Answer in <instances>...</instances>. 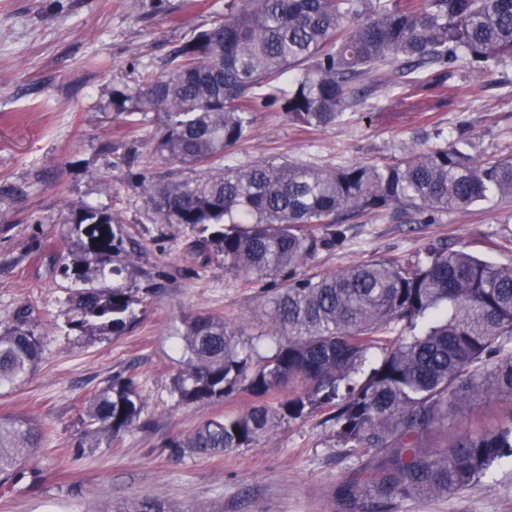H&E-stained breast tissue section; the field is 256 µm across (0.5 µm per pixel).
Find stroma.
I'll use <instances>...</instances> for the list:
<instances>
[{
	"instance_id": "35a3bbf8",
	"label": "stroma",
	"mask_w": 512,
	"mask_h": 512,
	"mask_svg": "<svg viewBox=\"0 0 512 512\" xmlns=\"http://www.w3.org/2000/svg\"><path fill=\"white\" fill-rule=\"evenodd\" d=\"M225 2L0 0V318L29 302L43 340L36 372L20 387L0 390V414L30 416L49 429L38 485L0 490V512H106L143 498L161 499L169 512H343L336 488L368 462L338 442L320 413L283 422L262 444L224 455L175 459L162 449L203 418L251 402L238 393L216 405L178 403L170 393L173 327L187 315L218 314L244 326L264 350V297L223 270L187 269L190 230L157 223L127 180V160L150 152L157 115L116 111L112 94L134 91L146 74H164L171 51L209 28ZM462 135L482 155L512 153V66L479 80L461 59L448 86L387 87L367 108L311 133L283 113H258L248 139L225 150L224 164L260 157L321 166L385 163L408 144L435 147ZM82 203L111 211L142 245L140 275L113 279L148 295L146 313L122 336L67 330L75 286L49 274L43 261L47 252L67 254L65 207ZM337 230L336 246L320 249L306 273L406 260L435 241L512 260V202L442 212L432 224L415 213H382ZM129 375L141 384L151 427L73 460L85 397ZM394 512H512V463H499L455 496L402 501Z\"/></svg>"
}]
</instances>
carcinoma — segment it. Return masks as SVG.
I'll list each match as a JSON object with an SVG mask.
<instances>
[{
	"instance_id": "1",
	"label": "carcinoma",
	"mask_w": 512,
	"mask_h": 512,
	"mask_svg": "<svg viewBox=\"0 0 512 512\" xmlns=\"http://www.w3.org/2000/svg\"><path fill=\"white\" fill-rule=\"evenodd\" d=\"M479 73L512 64V0H239L148 74L131 98L160 122L153 156L196 172L156 179L130 173L159 224L191 230L184 261L262 285L261 316L273 338L259 355L244 328L224 317L186 316L174 328L178 367L170 393L182 404H215L235 393L244 411L204 419L166 440L175 458L215 456L268 439L284 420L326 413L342 444L382 454L368 477H350L336 495L344 512H392L408 498L445 497L512 460V262H492L445 242L407 262L387 258L308 275V260L336 245L343 215L415 211L435 220L490 198L512 201V156L482 157L461 139L409 146L394 162L308 166L291 159L222 164L257 113L277 107L308 131L366 104L372 93L416 70L441 82L460 56ZM389 71H384V68ZM129 96L114 104L125 111ZM67 257L44 255L51 273L96 282L68 298V327L121 336L146 306L107 275L139 273L141 244L112 212L69 205ZM379 364L357 377L367 355ZM42 359V333L23 303L0 320V388L16 387ZM486 398L505 405L488 426H448L456 410ZM146 400L133 378L85 399L76 443L107 446L146 425ZM48 430L30 417L0 415V488L30 479ZM106 512H165L154 499Z\"/></svg>"
}]
</instances>
